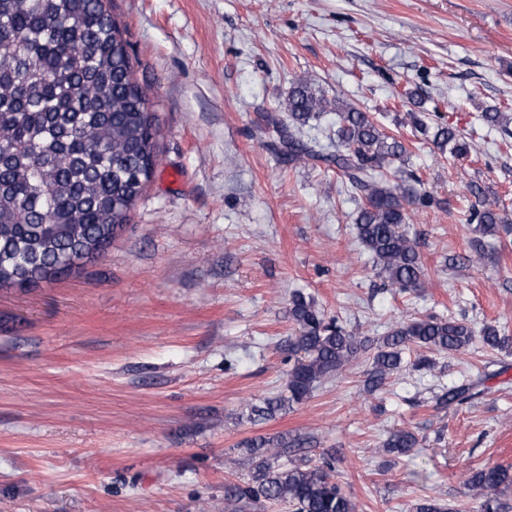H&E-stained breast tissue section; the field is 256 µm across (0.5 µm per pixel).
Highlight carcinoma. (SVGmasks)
Returning a JSON list of instances; mask_svg holds the SVG:
<instances>
[{"label":"carcinoma","mask_w":512,"mask_h":512,"mask_svg":"<svg viewBox=\"0 0 512 512\" xmlns=\"http://www.w3.org/2000/svg\"><path fill=\"white\" fill-rule=\"evenodd\" d=\"M322 112L337 115L336 152L321 155L295 128ZM291 129L284 141L288 163L321 159L336 167L360 204L354 218L361 244L376 261L377 275L400 290L417 288L425 276L416 239L409 235V206L429 207L434 198L399 176L407 150L383 132L371 115L340 98L329 99L309 80L288 92ZM159 128L148 97L135 77L130 45L110 0H0V287L35 285L80 269L105 252L124 230L143 195L157 156ZM432 142L457 159L471 144L455 129L436 125ZM468 223L489 237L512 218L485 201L468 209ZM296 325L290 344L287 393L252 409L267 419L306 401L321 381L374 350L367 390L382 388L402 364L403 351L460 353L474 341L492 350L512 347L504 329L475 331L464 322L413 318L390 328L377 342L346 331L328 319L315 299L291 295ZM473 384H454L436 397L439 407L462 405ZM414 432L399 429L383 443L389 454L418 447ZM294 442L286 437L251 439L249 478L224 485L225 512H242L260 501L295 512H355L334 481L336 457L317 464L286 461ZM466 485L483 512H499L500 495L512 487L502 466L471 472ZM413 512H459L434 496L416 499Z\"/></svg>","instance_id":"1"}]
</instances>
